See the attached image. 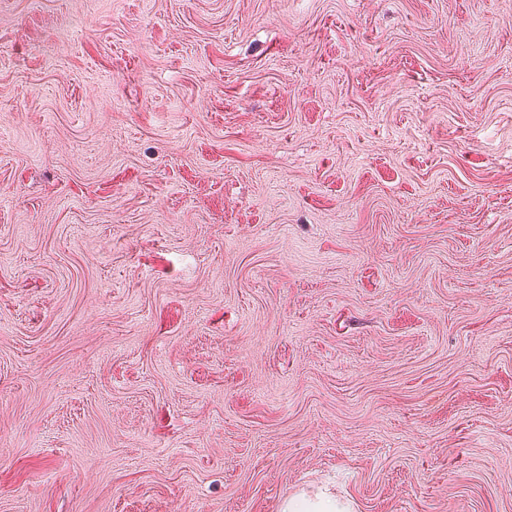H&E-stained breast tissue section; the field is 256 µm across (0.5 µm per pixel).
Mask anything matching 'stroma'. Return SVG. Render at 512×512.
<instances>
[{"instance_id": "stroma-1", "label": "stroma", "mask_w": 512, "mask_h": 512, "mask_svg": "<svg viewBox=\"0 0 512 512\" xmlns=\"http://www.w3.org/2000/svg\"><path fill=\"white\" fill-rule=\"evenodd\" d=\"M512 512V0H0V512ZM349 509L336 497L325 491L302 493L285 500L281 512H348Z\"/></svg>"}]
</instances>
